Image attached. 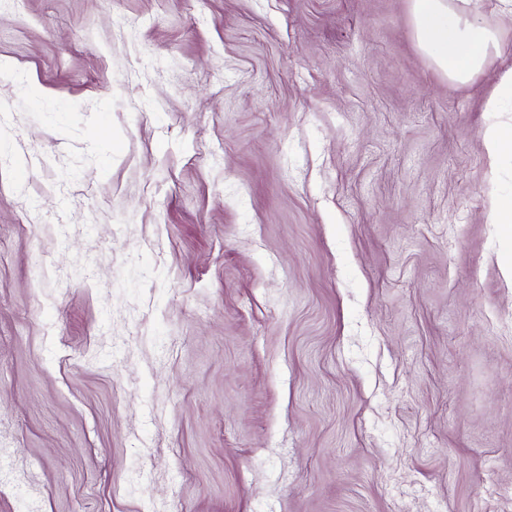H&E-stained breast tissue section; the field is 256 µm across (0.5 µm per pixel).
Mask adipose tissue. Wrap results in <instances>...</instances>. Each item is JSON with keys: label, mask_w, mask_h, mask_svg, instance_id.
<instances>
[{"label": "adipose tissue", "mask_w": 512, "mask_h": 512, "mask_svg": "<svg viewBox=\"0 0 512 512\" xmlns=\"http://www.w3.org/2000/svg\"><path fill=\"white\" fill-rule=\"evenodd\" d=\"M416 37L436 52V61L460 81L482 69L496 42L477 20L462 17L450 0H412Z\"/></svg>", "instance_id": "obj_1"}]
</instances>
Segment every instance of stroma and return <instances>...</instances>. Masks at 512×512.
Listing matches in <instances>:
<instances>
[{
  "instance_id": "obj_1",
  "label": "stroma",
  "mask_w": 512,
  "mask_h": 512,
  "mask_svg": "<svg viewBox=\"0 0 512 512\" xmlns=\"http://www.w3.org/2000/svg\"><path fill=\"white\" fill-rule=\"evenodd\" d=\"M505 55L411 0H0V512H512ZM416 37L424 49H434L436 61L460 81L482 69L498 45L476 19L464 18L450 0H412Z\"/></svg>"
}]
</instances>
